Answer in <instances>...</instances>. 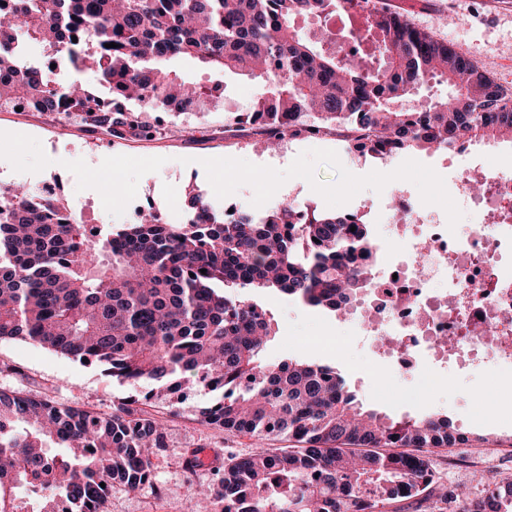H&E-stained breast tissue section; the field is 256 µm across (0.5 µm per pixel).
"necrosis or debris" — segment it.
<instances>
[{"mask_svg":"<svg viewBox=\"0 0 512 512\" xmlns=\"http://www.w3.org/2000/svg\"><path fill=\"white\" fill-rule=\"evenodd\" d=\"M457 154L472 163L452 200L469 213L473 230L452 232L428 207L400 194L391 238L407 259L378 261L373 288L347 314L361 335L376 340L379 358L410 376L426 361L512 368V157L491 167L468 143ZM487 325L494 335L480 334Z\"/></svg>","mask_w":512,"mask_h":512,"instance_id":"1","label":"necrosis or debris"}]
</instances>
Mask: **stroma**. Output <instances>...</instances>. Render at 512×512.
Instances as JSON below:
<instances>
[{"label":"stroma","mask_w":512,"mask_h":512,"mask_svg":"<svg viewBox=\"0 0 512 512\" xmlns=\"http://www.w3.org/2000/svg\"><path fill=\"white\" fill-rule=\"evenodd\" d=\"M418 27L434 33L487 67L495 82L512 91V0H490L484 10L468 0H389ZM184 80L208 85L224 82V103L208 112H146L156 135L115 144L100 141L88 125H57L50 112H11L0 108V184L23 183L38 190L55 177L68 205L81 209L98 230L121 227L109 199L107 176L120 167L121 199L154 207L171 224L183 223L190 191L202 192L217 207L254 211L290 201L319 211L363 212L378 248L390 246L385 218L391 197L408 192L427 206L446 208L463 164L447 166L441 154L413 151L387 161L347 152L343 143L301 135L262 156L246 130H224L225 112L248 111L253 100L241 96L248 79L177 64ZM270 313L277 339L262 353L264 363L293 358L336 366L365 405L392 416L448 413L477 448L512 449V371L456 372L422 366L420 379L407 378L374 359L353 326L300 301L266 290L251 294ZM336 336L340 348H321L313 340ZM0 389L48 397L66 406L111 412L114 405L147 392L145 383L122 382L100 368L72 361L40 347L0 341ZM213 392L187 383L174 398L153 401L151 414L166 424L165 450L154 459L153 477L139 490L114 485L105 512H200L198 489L212 491L210 512H224L218 469L231 459L287 447L284 438L261 439L228 433L203 423L198 411ZM197 452L189 470L184 457Z\"/></svg>","instance_id":"stroma-1"}]
</instances>
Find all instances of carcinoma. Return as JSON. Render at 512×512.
I'll return each instance as SVG.
<instances>
[{"instance_id":"obj_1","label":"carcinoma","mask_w":512,"mask_h":512,"mask_svg":"<svg viewBox=\"0 0 512 512\" xmlns=\"http://www.w3.org/2000/svg\"><path fill=\"white\" fill-rule=\"evenodd\" d=\"M0 9V107L36 100L115 138L153 135L142 112L176 100L216 103L171 66L189 58L258 83L251 112L224 113L231 129L263 124L268 141L350 129L349 150L387 160L512 132V96L461 49L418 30L387 6L360 15L336 44L327 19L340 0H12ZM320 22L314 37L296 27ZM87 38L72 42V33ZM114 42L116 48L107 44ZM57 60L49 71L32 49ZM92 63L112 100L76 94L59 76ZM448 100L410 105L430 82ZM60 201L0 188V340L20 339L123 380L146 381V397L172 395L193 377L219 396L201 419L253 437L299 444L237 458L220 477L224 512H383L413 500L421 512H512V483L472 499L441 491L423 448H466L446 413L395 418L365 408L327 364L285 359L263 366L277 336L271 316L241 293L276 291L338 313L369 286L378 262L357 215L276 204L227 222L199 195L192 221L151 220L105 234L61 213ZM355 231H350L351 227ZM206 273H201V270ZM163 421L128 400L111 413L0 391V512H21L18 484L43 485L35 512H104L112 484L152 479L164 448ZM373 487L375 498L359 489Z\"/></svg>"}]
</instances>
